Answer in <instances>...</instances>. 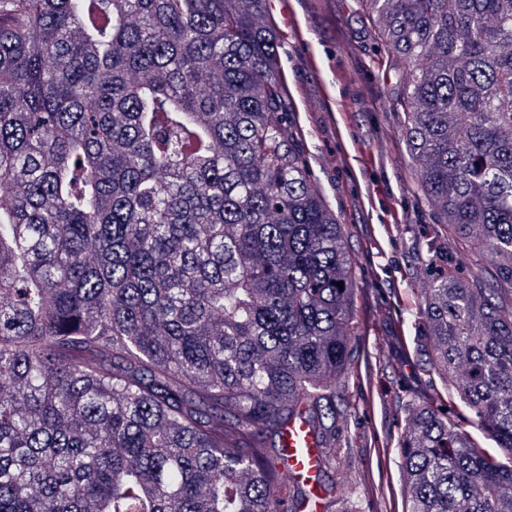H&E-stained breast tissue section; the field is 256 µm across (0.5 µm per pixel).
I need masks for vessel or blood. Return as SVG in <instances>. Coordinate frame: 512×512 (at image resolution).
<instances>
[{"label":"vessel or blood","mask_w":512,"mask_h":512,"mask_svg":"<svg viewBox=\"0 0 512 512\" xmlns=\"http://www.w3.org/2000/svg\"><path fill=\"white\" fill-rule=\"evenodd\" d=\"M287 455L285 475L300 481L307 495V512H322L323 489L317 469L318 445L304 422L291 423L284 434Z\"/></svg>","instance_id":"obj_1"}]
</instances>
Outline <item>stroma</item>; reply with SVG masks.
Wrapping results in <instances>:
<instances>
[{
    "mask_svg": "<svg viewBox=\"0 0 512 512\" xmlns=\"http://www.w3.org/2000/svg\"><path fill=\"white\" fill-rule=\"evenodd\" d=\"M280 35L287 108L328 207L344 228L356 269L360 339L339 383L344 418L336 445L347 461L325 473L338 512H406L399 439L419 405L469 428L478 451L500 456L473 412L431 364L418 311L447 270L481 274L474 256L446 236L417 186L389 107L401 61L384 53L364 0H268ZM448 261L427 264L429 252Z\"/></svg>",
    "mask_w": 512,
    "mask_h": 512,
    "instance_id": "1",
    "label": "stroma"
}]
</instances>
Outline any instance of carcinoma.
<instances>
[{
	"label": "carcinoma",
	"instance_id": "carcinoma-1",
	"mask_svg": "<svg viewBox=\"0 0 512 512\" xmlns=\"http://www.w3.org/2000/svg\"><path fill=\"white\" fill-rule=\"evenodd\" d=\"M267 0H0V512H301L336 467L353 257L295 149ZM420 188L512 294V0H367ZM343 282V288L337 283ZM437 279L433 365L512 455V304ZM406 512H512L428 406ZM283 446L288 458L284 473L288 480L295 479L303 484L307 495L306 512H322L323 489L317 469L319 451L308 426L302 421L288 425Z\"/></svg>",
	"mask_w": 512,
	"mask_h": 512
}]
</instances>
